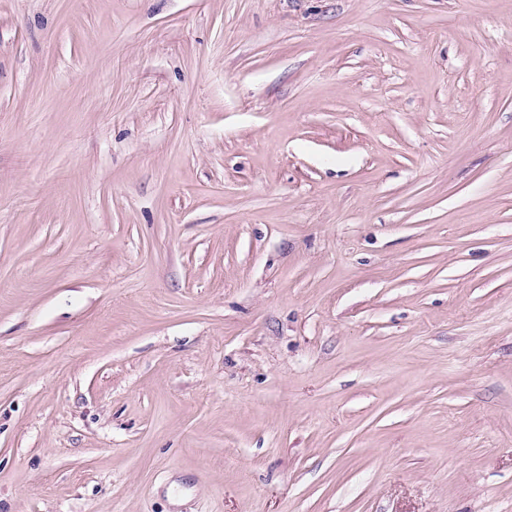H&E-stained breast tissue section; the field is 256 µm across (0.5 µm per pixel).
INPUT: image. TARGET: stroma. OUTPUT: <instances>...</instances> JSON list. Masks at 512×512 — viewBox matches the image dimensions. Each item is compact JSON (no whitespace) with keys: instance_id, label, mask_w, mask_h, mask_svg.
Wrapping results in <instances>:
<instances>
[{"instance_id":"35a3bbf8","label":"stroma","mask_w":512,"mask_h":512,"mask_svg":"<svg viewBox=\"0 0 512 512\" xmlns=\"http://www.w3.org/2000/svg\"><path fill=\"white\" fill-rule=\"evenodd\" d=\"M0 512H512V0H0Z\"/></svg>"}]
</instances>
